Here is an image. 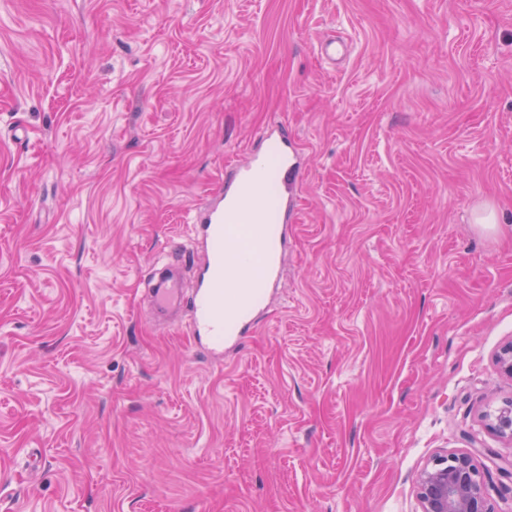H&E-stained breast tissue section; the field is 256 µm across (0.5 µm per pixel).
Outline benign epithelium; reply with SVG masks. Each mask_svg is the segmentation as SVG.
Returning a JSON list of instances; mask_svg holds the SVG:
<instances>
[{"label": "benign epithelium", "instance_id": "7a95c632", "mask_svg": "<svg viewBox=\"0 0 512 512\" xmlns=\"http://www.w3.org/2000/svg\"><path fill=\"white\" fill-rule=\"evenodd\" d=\"M500 373L512 379V341L496 358ZM487 426L512 443V400L484 415ZM487 469L473 453L433 456L415 482L420 512H496L486 490Z\"/></svg>", "mask_w": 512, "mask_h": 512}]
</instances>
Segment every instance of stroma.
Here are the masks:
<instances>
[{"instance_id": "obj_1", "label": "stroma", "mask_w": 512, "mask_h": 512, "mask_svg": "<svg viewBox=\"0 0 512 512\" xmlns=\"http://www.w3.org/2000/svg\"><path fill=\"white\" fill-rule=\"evenodd\" d=\"M278 123L280 285L192 355L143 280ZM511 340L512 0H0V512H419L475 450L512 512ZM487 426L512 444V400L484 415Z\"/></svg>"}]
</instances>
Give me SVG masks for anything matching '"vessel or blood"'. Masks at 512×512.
Listing matches in <instances>:
<instances>
[{
    "label": "vessel or blood",
    "mask_w": 512,
    "mask_h": 512,
    "mask_svg": "<svg viewBox=\"0 0 512 512\" xmlns=\"http://www.w3.org/2000/svg\"><path fill=\"white\" fill-rule=\"evenodd\" d=\"M300 170L286 128L266 129L260 147L230 170L223 191L195 211L190 229L204 259L193 294L168 270L149 280L156 310L189 307L192 348L220 354L226 343L253 332L263 300L280 280Z\"/></svg>",
    "instance_id": "b4317fda"
}]
</instances>
